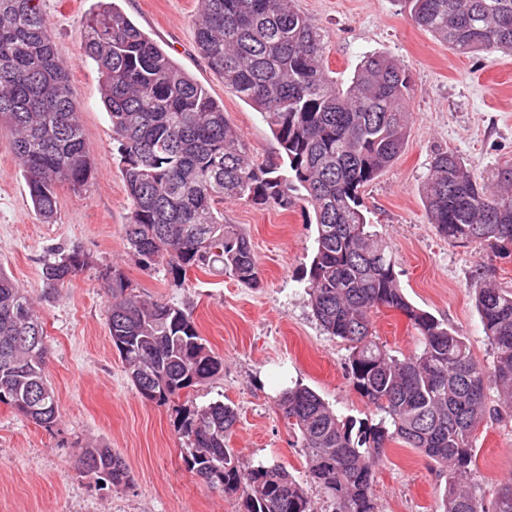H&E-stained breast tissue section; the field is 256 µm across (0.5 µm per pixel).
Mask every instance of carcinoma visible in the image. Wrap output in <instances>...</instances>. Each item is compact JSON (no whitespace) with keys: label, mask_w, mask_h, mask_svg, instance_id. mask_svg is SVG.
Wrapping results in <instances>:
<instances>
[{"label":"carcinoma","mask_w":512,"mask_h":512,"mask_svg":"<svg viewBox=\"0 0 512 512\" xmlns=\"http://www.w3.org/2000/svg\"><path fill=\"white\" fill-rule=\"evenodd\" d=\"M410 20L457 54L512 55V0H404ZM199 53L236 96L261 112L282 162L256 167L219 104L121 10L105 3L82 23L85 57L102 77V102L118 143L131 205L127 245L146 264L177 276L218 262L255 288L258 263L249 237L224 223L226 199L288 209L312 207L315 249L307 279L324 332L349 344L347 373L380 418L336 414L314 390H286L279 409L302 448L309 479L336 502L334 512H376L374 470L388 443L422 452L445 479L442 512H512V481L491 500L473 481L475 432L494 389L512 409V289L475 270V305L493 351L489 367L467 339L411 304L390 246L371 231L362 189L403 149L410 123L409 78L384 54L364 57L347 84L326 65V34L292 0H200ZM15 132L14 155L39 219L57 216L58 188H88L95 167L76 97L41 0H0V122ZM429 223L448 241L480 244L494 257L512 252V164L475 177L453 152H438L425 186ZM88 263L78 248L56 250L42 276L65 287ZM112 345L142 398L164 405L224 369L186 310L150 302L116 268L104 278ZM404 315L421 347L398 358L376 340L372 313ZM24 336H39L34 346ZM44 322L28 294L0 269V404L50 428L58 402L47 379ZM235 408L222 402L186 409L178 432L186 468L211 489L241 492L247 512H314L283 466L244 472L230 437ZM82 465L119 487L125 460L87 448Z\"/></svg>","instance_id":"1"}]
</instances>
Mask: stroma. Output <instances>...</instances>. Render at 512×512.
Returning <instances> with one entry per match:
<instances>
[{"label": "stroma", "mask_w": 512, "mask_h": 512, "mask_svg": "<svg viewBox=\"0 0 512 512\" xmlns=\"http://www.w3.org/2000/svg\"><path fill=\"white\" fill-rule=\"evenodd\" d=\"M117 6L224 106V116L257 164L277 161L279 145L260 112L209 69L194 40L198 0H116ZM74 89L95 178L86 190H58L57 218L35 215L13 153L14 134L0 123V268L31 297L50 348L48 379L59 416L47 429L0 404V512H245L239 495L203 485L183 463L177 431L182 410L223 401L239 415L230 446L242 470L281 464L305 481L306 463L278 410L286 389L303 385L337 414L372 417L346 373L350 349L327 336L313 315L302 278L315 227L301 209L225 201L224 221L238 225L257 256L260 285L250 288L215 270L176 278L130 253L123 228L130 201L101 76L87 61L81 24L99 0H42ZM326 30L328 65L347 81L364 55L393 57L411 78V122L398 158L362 190L368 218L391 246L408 299L465 336L477 362L491 346L473 301L472 272L486 258L429 224L423 186L435 153L459 154L476 177L512 163V56H460L412 24L397 0H295ZM80 248L90 264L58 294L47 295L42 267L52 250ZM117 268L144 298L186 309L223 371L179 400L157 405L136 391L109 338L106 270ZM373 332L392 354L419 347L398 311L373 315ZM474 478L486 493L512 479V415L490 417L475 435ZM109 448L127 462L130 481L100 484L78 465L83 449ZM444 479L430 458L390 443L374 473L377 512H440Z\"/></svg>", "instance_id": "35a3bbf8"}]
</instances>
